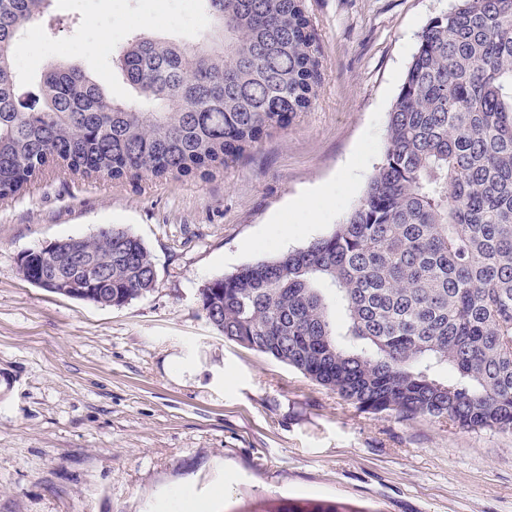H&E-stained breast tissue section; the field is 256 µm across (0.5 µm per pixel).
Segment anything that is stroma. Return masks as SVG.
I'll return each mask as SVG.
<instances>
[{"label": "stroma", "instance_id": "35a3bbf8", "mask_svg": "<svg viewBox=\"0 0 512 512\" xmlns=\"http://www.w3.org/2000/svg\"><path fill=\"white\" fill-rule=\"evenodd\" d=\"M453 0H304L310 106L208 176L81 178L50 167L0 200V512H259L279 498L355 512H512V434L356 408L224 338L200 290L333 230L363 195L428 22ZM24 91L75 64L117 100L124 36L197 41L180 0H52ZM290 225L281 235V225ZM105 226L144 243L152 291L120 307L25 280L20 256Z\"/></svg>", "mask_w": 512, "mask_h": 512}]
</instances>
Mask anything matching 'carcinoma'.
Returning a JSON list of instances; mask_svg holds the SVG:
<instances>
[{"mask_svg":"<svg viewBox=\"0 0 512 512\" xmlns=\"http://www.w3.org/2000/svg\"><path fill=\"white\" fill-rule=\"evenodd\" d=\"M51 0H0V199L56 162L85 178L184 177L244 158L315 95L303 0H202V42L133 36L113 99L76 67L21 101L13 56ZM86 269L32 254L24 278L123 306L155 285L143 242L71 237ZM224 338L299 370L358 409L512 433V0H456L422 31L368 186L334 229L200 290ZM264 512H350L284 499Z\"/></svg>","mask_w":512,"mask_h":512,"instance_id":"cac0c4a2","label":"carcinoma"}]
</instances>
